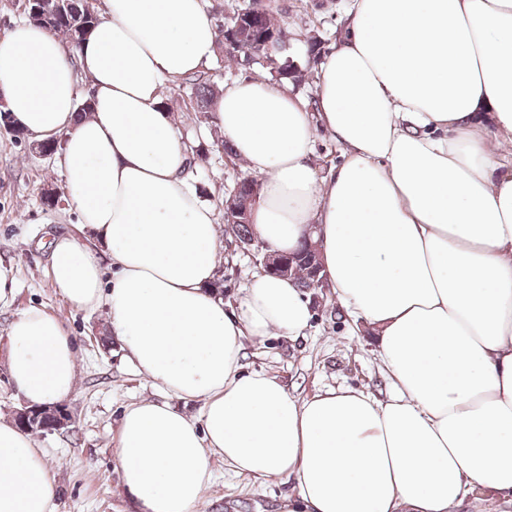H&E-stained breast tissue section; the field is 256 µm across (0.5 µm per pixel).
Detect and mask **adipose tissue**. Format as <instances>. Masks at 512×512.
I'll list each match as a JSON object with an SVG mask.
<instances>
[{"mask_svg": "<svg viewBox=\"0 0 512 512\" xmlns=\"http://www.w3.org/2000/svg\"><path fill=\"white\" fill-rule=\"evenodd\" d=\"M343 21L314 111L255 76L225 86L211 115L261 180L259 240L290 251L313 234L337 299L374 331L384 402L351 388L300 401L241 369L245 338L301 336L314 309L264 273L233 305L211 290L219 226L163 94L214 55L204 0H105L72 58L25 21L0 37V101L37 140L61 138L83 234L52 242L48 275L73 307L105 310L161 394L119 423L139 512H191L216 456L295 477L280 512H449L477 488L512 495V162L495 155L512 145V0H349ZM319 130L343 150L322 178ZM7 342L28 403L74 393L77 350L56 316L22 312ZM189 400L200 419L180 409ZM55 488L35 438L0 416V512H51Z\"/></svg>", "mask_w": 512, "mask_h": 512, "instance_id": "adipose-tissue-1", "label": "adipose tissue"}]
</instances>
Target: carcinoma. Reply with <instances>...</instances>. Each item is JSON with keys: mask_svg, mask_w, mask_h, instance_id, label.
<instances>
[{"mask_svg": "<svg viewBox=\"0 0 512 512\" xmlns=\"http://www.w3.org/2000/svg\"><path fill=\"white\" fill-rule=\"evenodd\" d=\"M25 17L26 21L54 36L63 37L73 46L79 45L102 21L96 0H27ZM215 26L223 38L233 42L232 49L223 57L237 63L261 64L282 83L302 82L303 74L298 66L283 57L286 50L283 26L271 8L256 11L253 0H248L232 16L215 18ZM182 86L195 95L198 111H209L214 82L208 72L183 79ZM260 191L261 184L257 179L244 177L224 194L223 220L240 242L254 239L251 208ZM285 257L289 259L287 277L294 279L304 290H311L314 252L308 240H302Z\"/></svg>", "mask_w": 512, "mask_h": 512, "instance_id": "obj_1", "label": "carcinoma"}]
</instances>
